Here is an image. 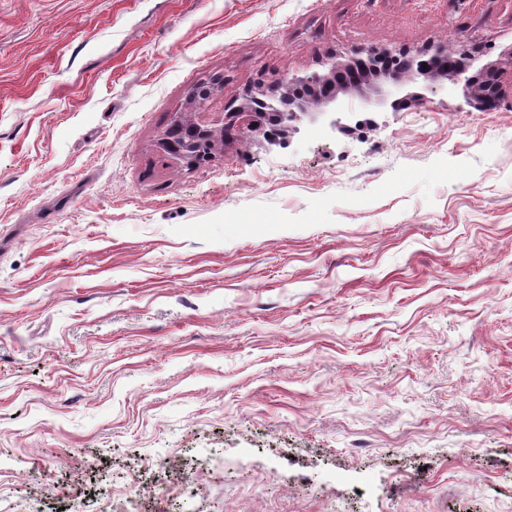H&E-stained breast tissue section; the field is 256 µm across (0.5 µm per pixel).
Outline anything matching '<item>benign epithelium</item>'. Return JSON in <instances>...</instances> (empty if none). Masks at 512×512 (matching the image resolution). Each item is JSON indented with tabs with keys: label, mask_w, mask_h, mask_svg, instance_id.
<instances>
[{
	"label": "benign epithelium",
	"mask_w": 512,
	"mask_h": 512,
	"mask_svg": "<svg viewBox=\"0 0 512 512\" xmlns=\"http://www.w3.org/2000/svg\"><path fill=\"white\" fill-rule=\"evenodd\" d=\"M388 55L390 52L386 49L370 47L334 57L324 63L320 71L288 76L270 90L259 85L248 90L236 112L263 113L286 131L305 119L315 120L335 108L342 95L356 97L366 105H377L389 100L403 82L416 80L429 89L444 80L460 85L468 103L479 111L494 110L503 99L502 73L495 63L476 69L467 54L450 57L448 49L438 45L427 47L422 55L406 56L408 67L394 70L381 65ZM203 83L208 88L199 95L193 91L187 95L186 108L175 115L159 139L163 152L188 164L194 160L177 143V131L192 129L211 147L218 138L224 137V131H216L205 121L214 94L223 88L224 76L213 73ZM402 105L400 98L391 101L395 110Z\"/></svg>",
	"instance_id": "obj_1"
}]
</instances>
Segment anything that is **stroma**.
<instances>
[{
    "mask_svg": "<svg viewBox=\"0 0 512 512\" xmlns=\"http://www.w3.org/2000/svg\"><path fill=\"white\" fill-rule=\"evenodd\" d=\"M432 43L512 0H0V512H512V93L157 147ZM200 83L207 84V90H203L201 95L195 94V91H191L187 95L186 108L175 115L172 123L159 139V146L164 153L188 164H196V162L192 158H189V154L175 141L179 139L180 135H172L171 131H179L188 128L196 131L209 144V154L218 139L217 131L207 124L205 116L214 94L218 89L223 88L224 76L219 73H213Z\"/></svg>",
    "mask_w": 512,
    "mask_h": 512,
    "instance_id": "1",
    "label": "stroma"
}]
</instances>
